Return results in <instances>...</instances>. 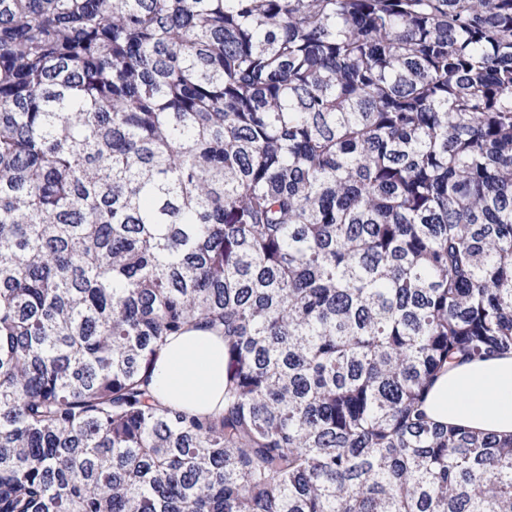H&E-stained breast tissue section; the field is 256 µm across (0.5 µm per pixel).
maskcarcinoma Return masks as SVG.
I'll return each mask as SVG.
<instances>
[{
  "label": "carcinoma",
  "instance_id": "cac0c4a2",
  "mask_svg": "<svg viewBox=\"0 0 512 512\" xmlns=\"http://www.w3.org/2000/svg\"><path fill=\"white\" fill-rule=\"evenodd\" d=\"M511 352L512 0H0V512H512ZM155 398L198 414L224 410V337L192 329L171 336L151 371ZM427 408L439 423L512 434V354L448 370L431 388Z\"/></svg>",
  "mask_w": 512,
  "mask_h": 512
}]
</instances>
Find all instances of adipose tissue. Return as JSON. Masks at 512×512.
Here are the masks:
<instances>
[{"instance_id": "obj_1", "label": "adipose tissue", "mask_w": 512, "mask_h": 512, "mask_svg": "<svg viewBox=\"0 0 512 512\" xmlns=\"http://www.w3.org/2000/svg\"><path fill=\"white\" fill-rule=\"evenodd\" d=\"M155 398L198 414L224 409V339L199 329L170 337L151 371ZM429 415L479 432L512 434V354L459 365L431 388Z\"/></svg>"}]
</instances>
